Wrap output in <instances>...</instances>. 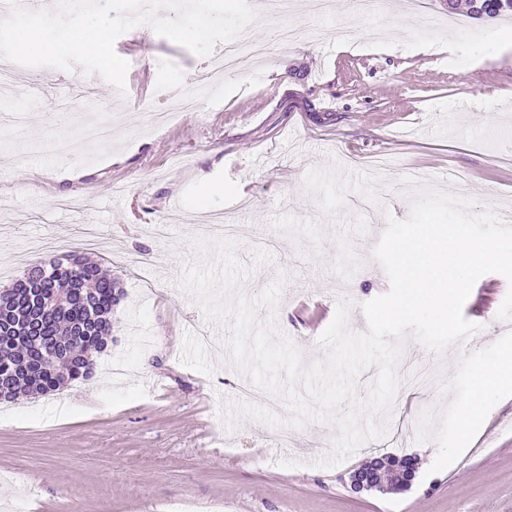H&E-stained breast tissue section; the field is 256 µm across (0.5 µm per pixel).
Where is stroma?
I'll return each mask as SVG.
<instances>
[{"label": "stroma", "mask_w": 512, "mask_h": 512, "mask_svg": "<svg viewBox=\"0 0 512 512\" xmlns=\"http://www.w3.org/2000/svg\"><path fill=\"white\" fill-rule=\"evenodd\" d=\"M289 2L288 13L266 12L251 27L268 55L159 126L146 114L174 89L191 90L206 60L146 25L114 44L141 76L125 91L99 78L61 112L53 100L70 72L20 66L0 82V113L26 117L22 131L0 126V199L11 204L0 290L43 261L26 251L42 239L90 256L118 292L112 341L93 376L0 413L6 512L66 503L170 512L177 499L187 512H512V392L489 398L467 430L455 408L467 394L457 365L512 347V319L498 316L512 283L498 273L480 277L464 304L478 332L441 353L403 341L386 436L337 466L319 464L333 423L285 430L246 418L231 431L218 415L220 399L238 400L243 378L198 346L204 311L178 285L208 213L242 227L245 295L286 276L275 325L307 365L325 355L318 338L328 323L317 309L349 302V328L361 334V303L389 292L372 251L388 218L410 214L418 187L404 184L409 173L451 191V173L464 171L478 209L512 223L511 18L475 20L449 12L446 0H379L370 12L359 0H331L321 17L311 0ZM288 24L305 35L283 45ZM99 119L111 121V138L87 142L83 123ZM61 133L79 149V174L46 150ZM173 196L182 209H168ZM68 197L86 211L62 212L57 202ZM91 227L94 244L85 240ZM257 249L268 262L255 264ZM130 253L144 268L127 262ZM285 432L292 441L282 448ZM382 455L416 460L412 487L354 492L351 474Z\"/></svg>", "instance_id": "35a3bbf8"}]
</instances>
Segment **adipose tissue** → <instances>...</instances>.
Wrapping results in <instances>:
<instances>
[{
	"label": "adipose tissue",
	"mask_w": 512,
	"mask_h": 512,
	"mask_svg": "<svg viewBox=\"0 0 512 512\" xmlns=\"http://www.w3.org/2000/svg\"><path fill=\"white\" fill-rule=\"evenodd\" d=\"M469 394L462 401L459 415L463 426H471L484 416V400L490 394L512 388V348L501 351L489 364L464 369Z\"/></svg>",
	"instance_id": "adipose-tissue-1"
}]
</instances>
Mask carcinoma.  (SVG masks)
Masks as SVG:
<instances>
[{
	"mask_svg": "<svg viewBox=\"0 0 512 512\" xmlns=\"http://www.w3.org/2000/svg\"><path fill=\"white\" fill-rule=\"evenodd\" d=\"M0 293V400L49 394L94 372L111 342L115 285L98 264L73 254L44 260Z\"/></svg>",
	"mask_w": 512,
	"mask_h": 512,
	"instance_id": "1",
	"label": "carcinoma"
}]
</instances>
